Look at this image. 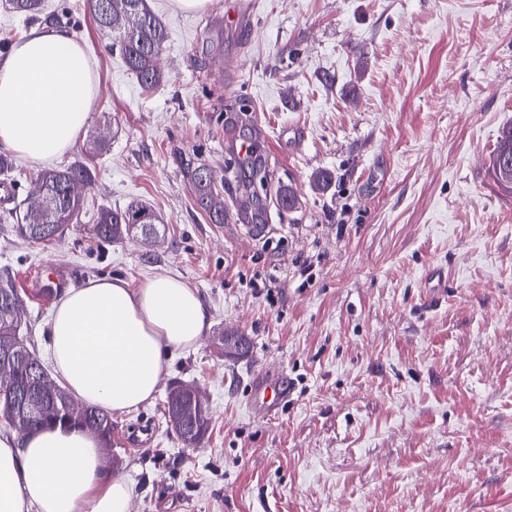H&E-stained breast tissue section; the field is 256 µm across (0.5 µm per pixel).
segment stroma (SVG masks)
<instances>
[{
    "instance_id": "35a3bbf8",
    "label": "stroma",
    "mask_w": 512,
    "mask_h": 512,
    "mask_svg": "<svg viewBox=\"0 0 512 512\" xmlns=\"http://www.w3.org/2000/svg\"><path fill=\"white\" fill-rule=\"evenodd\" d=\"M62 2L98 96L60 163L94 135L110 148L60 241L29 244L0 218L31 343L53 367L46 261L72 287L170 275L210 313L154 400L112 417L102 465L131 485V512H512V194L488 172L512 123V0H254L236 27L230 0H147L168 28V80L151 91L87 0L44 8ZM257 125L264 229L231 195L211 223L183 166L223 183L231 144ZM281 184L293 211L276 204ZM135 200L159 215L157 237L100 242L99 210ZM230 335L250 339L247 357H224ZM264 381L288 399L262 416ZM179 382L210 411L196 447L163 414Z\"/></svg>"
}]
</instances>
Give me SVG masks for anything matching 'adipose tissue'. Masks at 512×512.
<instances>
[{
  "label": "adipose tissue",
  "mask_w": 512,
  "mask_h": 512,
  "mask_svg": "<svg viewBox=\"0 0 512 512\" xmlns=\"http://www.w3.org/2000/svg\"><path fill=\"white\" fill-rule=\"evenodd\" d=\"M96 103L91 65L66 29L37 25L0 50V147L35 163L60 158ZM208 324L180 280L97 279L69 288L53 313L56 370L86 404L129 411L154 398L168 355ZM99 445L78 426L0 435V512H129L132 488L104 470Z\"/></svg>",
  "instance_id": "adipose-tissue-1"
}]
</instances>
